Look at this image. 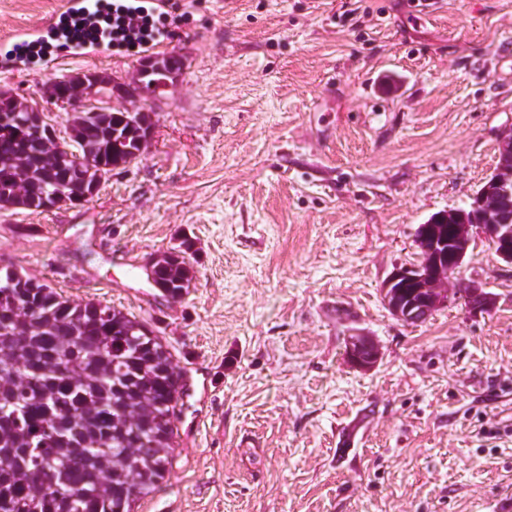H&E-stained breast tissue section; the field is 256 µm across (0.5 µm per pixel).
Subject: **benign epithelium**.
I'll return each instance as SVG.
<instances>
[{
  "mask_svg": "<svg viewBox=\"0 0 512 512\" xmlns=\"http://www.w3.org/2000/svg\"><path fill=\"white\" fill-rule=\"evenodd\" d=\"M182 67V57L168 54L143 60L139 67L125 78L103 72L70 74L66 81L71 90L65 98L58 101L70 115V119L63 126L52 122L43 114V106L39 101L41 96L52 100L56 98L54 80L49 81L41 89V95L24 99L12 90L0 87V106L13 113L15 122L19 124L23 123L19 113H41L40 128L34 132V136L44 135L50 139L48 146L52 148L60 163L74 159L83 163L88 172H96L95 184L99 187L108 173L95 170L93 155L82 151L83 141L78 136L75 117L86 114L94 116L117 109L124 113L125 121L135 125L141 122L142 115L146 112V108L141 104V98L145 96L141 82L143 71L149 70L164 75L160 90L167 91L172 87L171 80L179 75L177 69ZM495 190L506 198H512V186L506 182L494 179L485 187L484 193L489 194ZM482 194L472 196V209H478ZM455 214L457 211L447 210L423 224L420 235L416 238L421 251V262L395 269L384 282V303L397 320L407 324L418 323L430 309L448 300V290L443 288L442 284L448 281L451 272L462 265L475 230L486 235L502 261L512 264V223L484 224L474 219L470 224L465 222L454 225L455 237L450 238L446 233V223L448 216ZM468 293L473 310H488L495 303V298L484 293L479 285L469 286ZM345 358L354 367L370 369L377 364L380 355L369 337L355 334L347 338Z\"/></svg>",
  "mask_w": 512,
  "mask_h": 512,
  "instance_id": "7a95c632",
  "label": "benign epithelium"
}]
</instances>
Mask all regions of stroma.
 Wrapping results in <instances>:
<instances>
[{
	"mask_svg": "<svg viewBox=\"0 0 512 512\" xmlns=\"http://www.w3.org/2000/svg\"><path fill=\"white\" fill-rule=\"evenodd\" d=\"M185 68L143 155L84 205L0 209V266L145 324L185 384L171 468L133 512H490L512 498V266L484 237L456 297L382 301L414 233L464 206L512 126V0H176ZM56 0H0V30ZM117 53L1 74L128 75ZM189 243L180 300L149 260ZM377 365L347 364L353 332Z\"/></svg>",
	"mask_w": 512,
	"mask_h": 512,
	"instance_id": "obj_1",
	"label": "stroma"
}]
</instances>
